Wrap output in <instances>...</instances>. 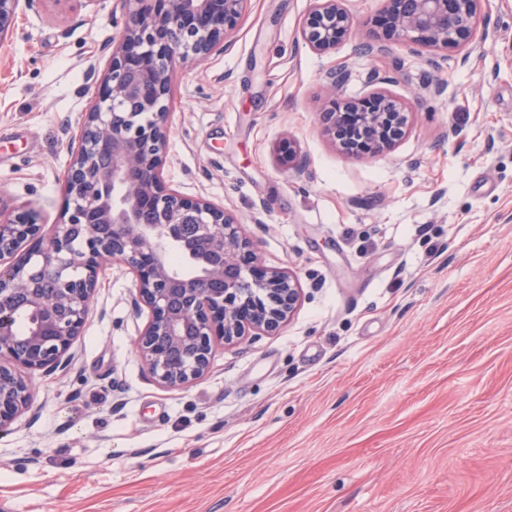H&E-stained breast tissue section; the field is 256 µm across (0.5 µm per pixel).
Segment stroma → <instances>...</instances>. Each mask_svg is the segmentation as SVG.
I'll return each instance as SVG.
<instances>
[{
	"label": "stroma",
	"mask_w": 512,
	"mask_h": 512,
	"mask_svg": "<svg viewBox=\"0 0 512 512\" xmlns=\"http://www.w3.org/2000/svg\"><path fill=\"white\" fill-rule=\"evenodd\" d=\"M312 5L249 0L224 52L177 69L164 165L297 274L294 315L167 389L133 350L135 278L108 264L68 371L35 375L37 419L0 434V512H512V0H485L469 51L344 0L353 27L319 54ZM124 20L122 0H35L0 43L1 212L63 222ZM340 64L337 106L413 107L392 149L352 155L320 122Z\"/></svg>",
	"instance_id": "1"
}]
</instances>
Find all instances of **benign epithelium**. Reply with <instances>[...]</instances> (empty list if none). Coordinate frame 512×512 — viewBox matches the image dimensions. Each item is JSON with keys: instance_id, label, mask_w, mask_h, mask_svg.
Listing matches in <instances>:
<instances>
[{"instance_id": "obj_1", "label": "benign epithelium", "mask_w": 512, "mask_h": 512, "mask_svg": "<svg viewBox=\"0 0 512 512\" xmlns=\"http://www.w3.org/2000/svg\"><path fill=\"white\" fill-rule=\"evenodd\" d=\"M0 0V43L21 3ZM389 28L431 48H469L482 0H389ZM125 23L95 98L78 126L65 176L63 223L44 232L28 212H0V433L33 408L32 378L68 368L98 274L109 260L135 276L150 311L135 351L166 388L188 387L209 369L218 344L283 329L302 295L297 275L265 267L242 222L163 181L169 101L177 67L224 51L248 0H123ZM352 27L342 0H314L301 36L325 53ZM357 113L362 155L405 133L410 107L377 93ZM281 163L300 174L293 143Z\"/></svg>"}]
</instances>
